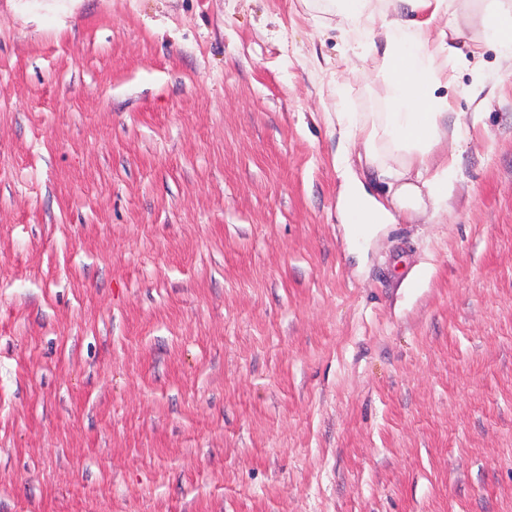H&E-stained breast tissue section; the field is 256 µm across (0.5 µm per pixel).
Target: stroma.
I'll return each mask as SVG.
<instances>
[{"label":"stroma","mask_w":512,"mask_h":512,"mask_svg":"<svg viewBox=\"0 0 512 512\" xmlns=\"http://www.w3.org/2000/svg\"><path fill=\"white\" fill-rule=\"evenodd\" d=\"M459 22L448 207L358 245L335 14L0 0V512H512V61Z\"/></svg>","instance_id":"stroma-1"}]
</instances>
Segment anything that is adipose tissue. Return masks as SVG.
<instances>
[{
    "label": "adipose tissue",
    "mask_w": 512,
    "mask_h": 512,
    "mask_svg": "<svg viewBox=\"0 0 512 512\" xmlns=\"http://www.w3.org/2000/svg\"><path fill=\"white\" fill-rule=\"evenodd\" d=\"M454 0H330L346 37L348 53L373 60L388 87L385 109L361 120L340 112L344 137L361 143L359 159L386 187V200L352 176L340 198L342 223L360 236L394 217L412 219L425 207L443 209L453 190L454 156L439 155L465 131L450 110L446 91L454 81L446 60L461 59L464 35ZM484 37L512 57V0H490L481 15Z\"/></svg>",
    "instance_id": "adipose-tissue-1"
}]
</instances>
